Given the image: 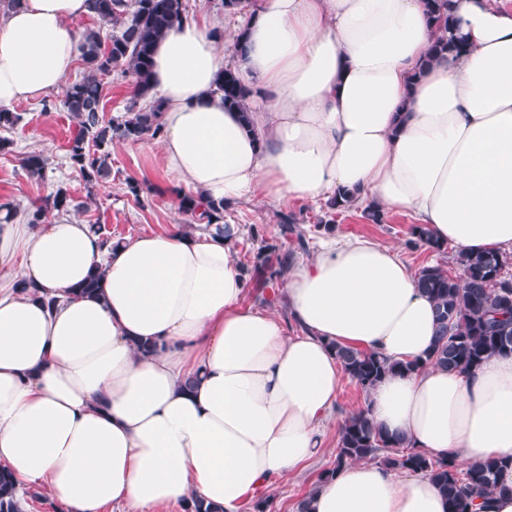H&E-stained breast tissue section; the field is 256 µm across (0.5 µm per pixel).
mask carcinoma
Segmentation results:
<instances>
[{"label": "carcinoma", "mask_w": 512, "mask_h": 512, "mask_svg": "<svg viewBox=\"0 0 512 512\" xmlns=\"http://www.w3.org/2000/svg\"><path fill=\"white\" fill-rule=\"evenodd\" d=\"M427 22L436 33L429 60L465 52L457 35L456 17L451 0H421ZM90 12L99 28L83 34L78 53L89 70L81 80L65 88L64 107L76 122V132L68 142L67 156L71 165L93 188L109 177L112 169V147L120 142H134L145 136L163 135L162 105L139 107L149 87L156 41L186 19L182 0H89ZM102 29L115 34L104 39ZM119 69L133 78V95L125 115L117 120H104L103 87L99 76ZM217 89L224 107L249 112L248 91L238 71L226 67L217 78ZM32 177L44 174L46 160L30 154L24 161ZM81 207L67 189L59 187L43 197L39 204L25 212L28 224H44L53 211L69 212ZM179 211L186 224H214L224 232V203L202 202L193 195L180 197ZM332 233L335 225L328 219L308 229L289 213L279 214L278 234L296 243V248L282 250L266 244L254 256L252 267H240L256 289H264L280 280L297 258V251H309L310 232ZM512 260L505 253H458L455 265L459 274L452 276L441 265H431L418 272L417 284L433 303L436 330L425 363L392 361L381 353H367L341 346L336 355L345 374L364 391H369L389 374L414 372L425 364L448 371L466 372L480 367L493 355H512V276L504 268ZM101 273L93 271L74 293L96 297L100 291ZM358 460H376L397 471L421 472L431 477L448 501V512H476L477 503L504 490L497 481L505 461L488 458L461 471L450 457H434L417 451L404 437L388 435L370 418L359 413L345 419L339 431L336 462L318 477L322 481L336 474L340 467ZM0 512H22V502L11 472L0 467Z\"/></svg>", "instance_id": "1"}]
</instances>
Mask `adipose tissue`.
Returning <instances> with one entry per match:
<instances>
[{
	"instance_id": "1",
	"label": "adipose tissue",
	"mask_w": 512,
	"mask_h": 512,
	"mask_svg": "<svg viewBox=\"0 0 512 512\" xmlns=\"http://www.w3.org/2000/svg\"><path fill=\"white\" fill-rule=\"evenodd\" d=\"M467 51L427 63L420 0H256L231 35L250 124L216 92L224 53L193 19L156 44L165 169L185 192L416 215L433 240L512 247V6L453 0ZM88 0H18L0 13V108L62 90ZM231 233L197 224L102 247L88 225L0 211V464L64 512H124L197 496L238 512L322 449L342 379L336 349L425 357L431 301L396 248L324 242L282 290L302 331L244 301ZM102 295H73L93 269ZM157 349L144 354L137 343ZM365 407L386 433L467 466L507 459L512 356L476 370L385 377ZM307 512H448L421 473L364 460L318 483Z\"/></svg>"
}]
</instances>
